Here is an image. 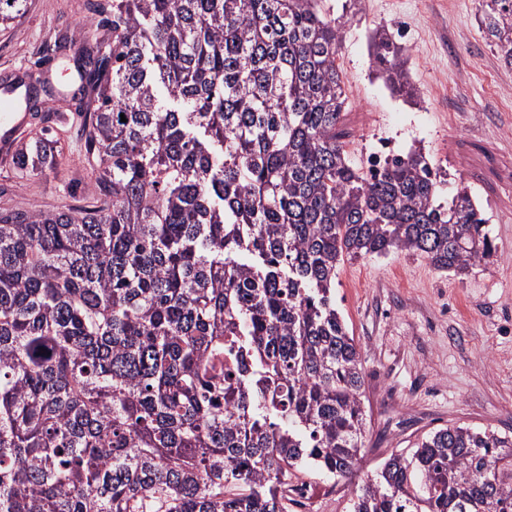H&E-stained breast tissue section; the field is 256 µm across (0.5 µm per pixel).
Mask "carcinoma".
Masks as SVG:
<instances>
[{"label": "carcinoma", "mask_w": 512, "mask_h": 512, "mask_svg": "<svg viewBox=\"0 0 512 512\" xmlns=\"http://www.w3.org/2000/svg\"><path fill=\"white\" fill-rule=\"evenodd\" d=\"M319 2L110 0L76 117L90 202L0 213V512H288L296 472L352 480L368 419L341 268L405 251L462 275L496 253L422 152L350 163L344 23ZM482 2L512 68V0ZM26 4L0 0V29ZM372 47L403 91L401 47ZM55 143L20 144L18 170ZM353 512H512V438L430 432Z\"/></svg>", "instance_id": "cac0c4a2"}]
</instances>
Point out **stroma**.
Instances as JSON below:
<instances>
[{
    "label": "stroma",
    "instance_id": "stroma-1",
    "mask_svg": "<svg viewBox=\"0 0 512 512\" xmlns=\"http://www.w3.org/2000/svg\"><path fill=\"white\" fill-rule=\"evenodd\" d=\"M86 8L87 0H28L14 28L0 30V74L37 69L35 49L80 23L92 40L111 43V29L89 23ZM321 9L345 22L338 63L351 161L363 168L382 151L422 149L448 172L443 196L469 186L498 247L462 277L404 252L344 265L336 306L360 350L366 453L349 483L299 472L309 496L292 512H352L367 477L423 434L465 423L512 435V69L478 22L479 0H322ZM381 26L404 50L412 98L394 95L372 67L369 40ZM55 76L59 95L25 139L52 134L56 163L27 175L0 165V210H64L89 192L72 60L58 58Z\"/></svg>",
    "mask_w": 512,
    "mask_h": 512
}]
</instances>
